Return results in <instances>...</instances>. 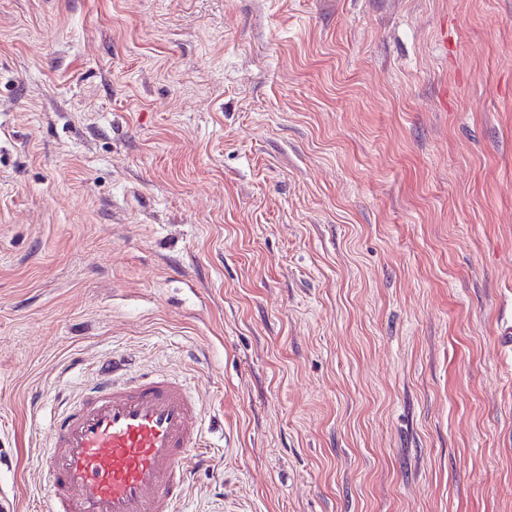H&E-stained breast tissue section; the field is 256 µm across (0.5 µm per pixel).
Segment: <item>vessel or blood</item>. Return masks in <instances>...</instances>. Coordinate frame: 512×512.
I'll list each match as a JSON object with an SVG mask.
<instances>
[{"label": "vessel or blood", "mask_w": 512, "mask_h": 512, "mask_svg": "<svg viewBox=\"0 0 512 512\" xmlns=\"http://www.w3.org/2000/svg\"><path fill=\"white\" fill-rule=\"evenodd\" d=\"M199 413L183 380L129 375L123 359L101 365L96 383L65 400L39 455L44 512H179Z\"/></svg>", "instance_id": "vessel-or-blood-1"}]
</instances>
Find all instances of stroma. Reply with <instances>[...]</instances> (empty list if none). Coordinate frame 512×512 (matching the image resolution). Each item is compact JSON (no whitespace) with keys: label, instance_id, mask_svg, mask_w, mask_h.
<instances>
[{"label":"stroma","instance_id":"stroma-1","mask_svg":"<svg viewBox=\"0 0 512 512\" xmlns=\"http://www.w3.org/2000/svg\"><path fill=\"white\" fill-rule=\"evenodd\" d=\"M512 0H0V490L57 394L185 380L182 512H512Z\"/></svg>","mask_w":512,"mask_h":512}]
</instances>
